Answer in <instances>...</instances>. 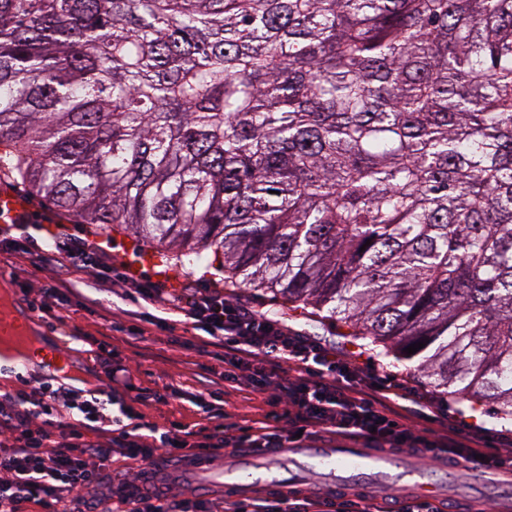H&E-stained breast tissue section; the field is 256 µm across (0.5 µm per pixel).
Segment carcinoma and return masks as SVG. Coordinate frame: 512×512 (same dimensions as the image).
<instances>
[{
  "label": "carcinoma",
  "instance_id": "1",
  "mask_svg": "<svg viewBox=\"0 0 512 512\" xmlns=\"http://www.w3.org/2000/svg\"><path fill=\"white\" fill-rule=\"evenodd\" d=\"M0 172L512 419V0H0Z\"/></svg>",
  "mask_w": 512,
  "mask_h": 512
}]
</instances>
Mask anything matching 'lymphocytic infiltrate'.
Wrapping results in <instances>:
<instances>
[{
    "label": "lymphocytic infiltrate",
    "instance_id": "f902f5d3",
    "mask_svg": "<svg viewBox=\"0 0 512 512\" xmlns=\"http://www.w3.org/2000/svg\"><path fill=\"white\" fill-rule=\"evenodd\" d=\"M50 260L95 270L107 278L112 262L102 246L70 233L59 225ZM136 292L151 306H159L152 322L169 328L173 316L194 319L209 343L224 349L222 381L245 373L254 390L270 392L272 403L283 405L287 426L262 424L226 436L223 424L204 395H196L207 424L198 435L172 424L142 430L128 406L118 436L107 427V404L115 394L85 396L43 383L30 392L0 393V512H101L102 502L116 504L115 512H207L203 499L181 496L160 479L154 465L160 455L185 459L203 454L213 458L225 448L293 447L297 434L305 438L361 439L378 451H409L423 457L448 459L458 467L474 462L477 448L450 438H438L399 422L393 406L408 402L430 405L428 394L399 384H386L382 397H364L363 372L356 359L302 336L281 320L268 318L237 299L214 291L197 294L169 291L144 282ZM287 366L295 378L275 377ZM130 461V474L113 483L112 458ZM224 512H385L374 496L351 492L336 498L300 495L294 488L266 498L237 497L224 501Z\"/></svg>",
    "mask_w": 512,
    "mask_h": 512
}]
</instances>
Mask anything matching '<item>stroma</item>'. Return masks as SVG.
I'll return each mask as SVG.
<instances>
[{"label": "stroma", "mask_w": 512, "mask_h": 512, "mask_svg": "<svg viewBox=\"0 0 512 512\" xmlns=\"http://www.w3.org/2000/svg\"><path fill=\"white\" fill-rule=\"evenodd\" d=\"M14 280L20 287L22 299H39L42 288L61 286L74 277L71 267L46 264L37 254L0 262V277ZM179 284H193L197 288L221 289L225 294L241 300L251 309L268 314L274 319H287L303 335L330 345L340 353L354 355L362 368L378 366L395 382L428 391L434 400L436 415L416 419L419 428L440 434L467 435L469 413L459 401L446 392L431 388L422 373L384 353L382 348L365 341H354L337 335L324 311L308 306L297 311L282 310L274 304L269 293L247 288H232L224 283V273L217 264L205 261L178 275ZM142 306L136 300L131 285L103 279L88 295L71 294L46 303L32 312L33 322L41 326L46 344L64 351L76 374L87 375L90 390L105 387L109 377L100 366L97 354L100 344L112 346L113 367L123 369L128 382L118 397L144 422L164 428L173 423L194 425L201 422L202 413L191 401L192 394L201 392L208 370L223 371L224 365L214 357V347L185 348L172 342V335L194 336L190 320L178 323L168 333L144 326V338L131 335L132 327L141 325ZM168 392L167 402L152 400L153 392ZM224 427L229 434H237L239 427L267 422L280 416V407L268 404L266 394L253 391L246 382H228L224 385ZM214 464L224 472L239 468L261 469L266 477L310 492L349 485L382 496L389 490L407 495L413 493L417 478L436 486L438 499L447 502L456 512H468L471 505L484 502L500 503L512 497V485L493 481L477 464L466 468H452L445 464H429L406 452L396 454L392 466L380 471H335L309 469L298 455L251 457L242 450L226 448Z\"/></svg>", "instance_id": "obj_1"}]
</instances>
